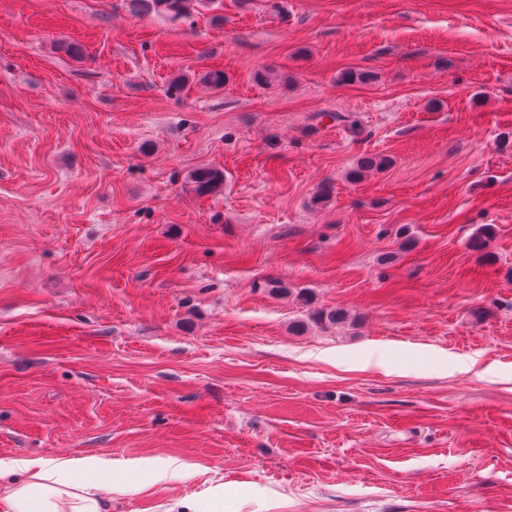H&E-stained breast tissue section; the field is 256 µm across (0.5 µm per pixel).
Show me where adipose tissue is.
<instances>
[{"mask_svg": "<svg viewBox=\"0 0 512 512\" xmlns=\"http://www.w3.org/2000/svg\"><path fill=\"white\" fill-rule=\"evenodd\" d=\"M113 461L105 454L79 459H0V512H107ZM24 480H14L15 472Z\"/></svg>", "mask_w": 512, "mask_h": 512, "instance_id": "obj_1", "label": "adipose tissue"}]
</instances>
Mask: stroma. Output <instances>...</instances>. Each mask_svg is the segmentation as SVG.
<instances>
[{
	"mask_svg": "<svg viewBox=\"0 0 512 512\" xmlns=\"http://www.w3.org/2000/svg\"><path fill=\"white\" fill-rule=\"evenodd\" d=\"M90 453L110 512H512V0H0V458ZM131 8L138 13L156 14L177 18L197 7H204L210 0H129ZM195 190L200 194H212L224 186L223 171L210 167L199 166L190 175Z\"/></svg>",
	"mask_w": 512,
	"mask_h": 512,
	"instance_id": "stroma-1",
	"label": "stroma"
}]
</instances>
